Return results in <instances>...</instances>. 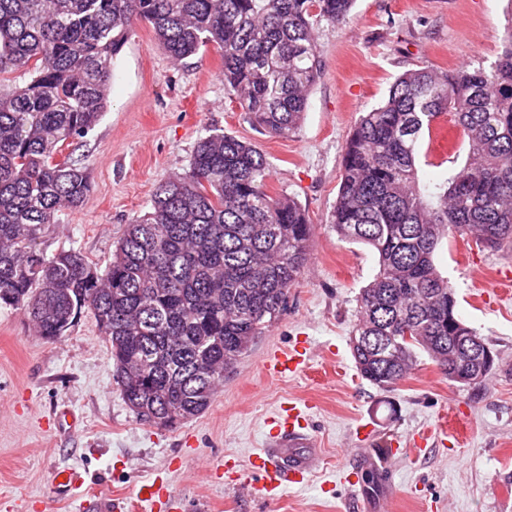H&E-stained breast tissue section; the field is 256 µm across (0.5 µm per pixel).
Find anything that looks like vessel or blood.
<instances>
[{
  "label": "vessel or blood",
  "mask_w": 512,
  "mask_h": 512,
  "mask_svg": "<svg viewBox=\"0 0 512 512\" xmlns=\"http://www.w3.org/2000/svg\"><path fill=\"white\" fill-rule=\"evenodd\" d=\"M305 364L303 351L294 348L270 354L266 369L271 375L285 376L301 371ZM304 420L296 406L282 408L270 431V441L248 460L247 468L259 476V490L267 500L277 499L288 486L305 484L318 461V451L310 446ZM86 482L85 470L72 466L56 473L54 487L76 500L77 512H111L113 505L109 500L81 498ZM137 496L150 512H158L171 499L166 483L156 479L142 483Z\"/></svg>",
  "instance_id": "1"
}]
</instances>
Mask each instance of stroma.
Instances as JSON below:
<instances>
[{
    "instance_id": "obj_1",
    "label": "stroma",
    "mask_w": 512,
    "mask_h": 512,
    "mask_svg": "<svg viewBox=\"0 0 512 512\" xmlns=\"http://www.w3.org/2000/svg\"><path fill=\"white\" fill-rule=\"evenodd\" d=\"M512 0H355L341 24L315 30L321 77L298 129L265 135L224 87L214 49L177 64L152 28L138 24L116 57L99 124L68 148L87 167L81 207L47 225V251L80 250L105 268L129 222L156 187L188 171L198 140L219 131L256 145L271 165L267 191L290 195L312 223L308 262L275 323L224 379L210 408L170 430L135 417L113 378L110 347L92 314L66 336H37L21 309L0 306V512H72L52 492L56 470H86L87 492L137 506L139 483L160 476L175 512H512V253L452 237L435 262L454 285L458 312L488 342L500 366L485 388L460 386L422 360L395 387L358 376L349 349L356 298L378 270L368 247L340 240L328 216L342 150L362 112L381 104L410 69L491 70ZM421 189L434 190L467 158L459 134L422 138ZM310 345L296 375L269 376L276 350ZM293 403L320 448L309 483L271 502L242 494L250 455L268 422ZM63 408L83 422L58 428ZM402 449L393 458L392 449Z\"/></svg>"
}]
</instances>
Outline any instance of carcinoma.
I'll use <instances>...</instances> for the list:
<instances>
[{"mask_svg":"<svg viewBox=\"0 0 512 512\" xmlns=\"http://www.w3.org/2000/svg\"><path fill=\"white\" fill-rule=\"evenodd\" d=\"M354 0H0V305L23 309L45 340L82 310L109 343L120 393L137 418L170 429L204 413L224 375L284 310L309 255L312 225L291 196L266 191L270 168L251 143L202 138L187 172L155 189L105 270L76 249L47 254L45 228L92 189L67 155L106 111L112 65L145 22L181 63L213 47L224 86L270 136L300 125L321 74L314 31L344 22ZM450 114L464 166L426 195L417 144ZM328 223L374 250L349 338L360 377L392 388L433 362L448 380L482 367L485 339L457 312L435 264L459 235L512 250V30L492 71L431 68L399 75L343 147Z\"/></svg>","mask_w":512,"mask_h":512,"instance_id":"1","label":"carcinoma"}]
</instances>
